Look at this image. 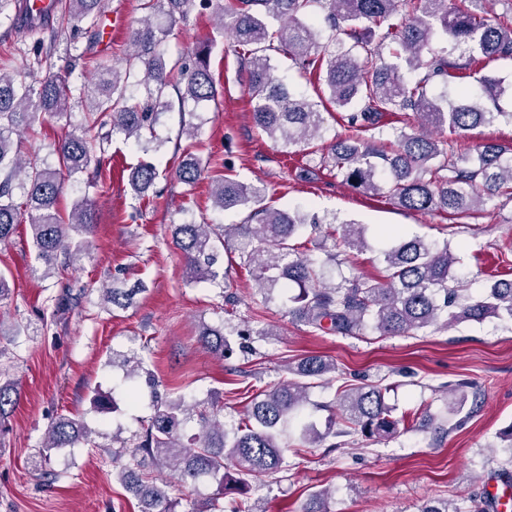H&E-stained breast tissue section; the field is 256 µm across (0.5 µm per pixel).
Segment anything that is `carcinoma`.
Wrapping results in <instances>:
<instances>
[{"mask_svg": "<svg viewBox=\"0 0 512 512\" xmlns=\"http://www.w3.org/2000/svg\"><path fill=\"white\" fill-rule=\"evenodd\" d=\"M191 0H144L148 14L129 32L132 52L120 65L97 64V81L83 88L85 123L65 126L51 153L58 166L38 155L22 156L15 137L43 114L61 118L68 114L72 90L66 67L34 81L0 72V244L8 242L19 224L27 221L37 260L51 265L58 254L90 253L85 235L93 224L92 207L78 203L68 217L58 208L62 174L82 173L93 158L86 132L99 116L109 115L112 133L124 136L145 154L157 153L165 141L154 135L159 117L171 109L176 93L179 112L186 103L199 106L217 95L208 52L196 53L195 62L167 63L162 50L168 30L154 17L164 14L170 23L187 18ZM485 0H224L220 28L230 32L239 47L241 69L254 102L255 126L275 143L301 147L320 134L325 123L318 104L297 96L274 75L269 52L287 55L304 73L326 85L329 102L349 135L331 143L320 165L331 167L343 181L375 195L385 194L409 211L442 210L466 215L512 199V140L482 145L470 160L458 149V140L494 120L512 122L501 111L497 96L468 93L466 82L479 83L487 59H512V0L503 13L489 17ZM316 3L324 11L329 29L325 40L305 19ZM103 0H68L65 15L78 27L94 26ZM277 22L272 26L271 22ZM389 51L388 62L383 51ZM436 78L459 86L458 99L446 101L428 93ZM413 112L419 127L399 129L397 149L387 152L367 132L383 128L387 119L405 122ZM448 128L450 141L433 131ZM150 137H145L144 132ZM202 173L194 154L179 162L175 176L196 184ZM159 171L142 162L132 169L129 184L142 198L154 186ZM20 182L24 201L14 199V182ZM211 197L216 209L244 206L242 224L172 225V236L186 260V274L194 282L216 277L217 245L237 242L240 266L257 288L271 296L290 288L289 309L297 320L323 333L359 336L370 328L382 336H400L431 326L446 328L460 320L480 323L489 316L512 320V279L489 283L478 297L453 285L457 257L448 243L439 246L422 238L395 236L381 252L384 263L379 279L352 276L337 283L326 279L323 266L301 251L300 239L321 237L333 241L336 255L352 259L370 249L364 224L336 225V219L308 221L298 210L286 211L263 203L262 189L229 179L214 181ZM136 288L106 289L102 301L116 309L133 305ZM273 336L274 329L212 327L205 325L199 341L220 359L231 350V336ZM124 380L130 394L143 372L140 357L123 358ZM288 377L256 394L244 417L235 425L208 415L203 403L178 397L154 405L153 414L129 451L128 461L115 477L140 504V512H177L178 498L171 494L166 475L194 484L212 480L218 494L249 489L250 479L276 474L286 467L283 440L297 439L305 448L323 446L329 438L337 448L356 436L391 438L410 418H397L385 400L387 389L378 385L345 384L336 394L332 417L325 429L304 418L311 405L310 391L336 371L320 355H307L286 364ZM20 399L15 382L0 383V431ZM196 420L198 432L186 435ZM95 431L69 414L51 423L42 451L49 456L65 448L96 447ZM329 490L311 492L302 512H329Z\"/></svg>", "mask_w": 512, "mask_h": 512, "instance_id": "carcinoma-1", "label": "carcinoma"}]
</instances>
